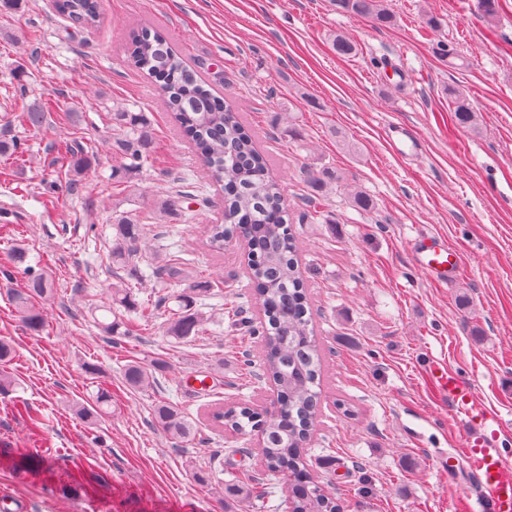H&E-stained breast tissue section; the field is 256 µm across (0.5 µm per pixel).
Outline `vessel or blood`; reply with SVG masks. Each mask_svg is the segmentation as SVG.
Masks as SVG:
<instances>
[{
  "instance_id": "1",
  "label": "vessel or blood",
  "mask_w": 512,
  "mask_h": 512,
  "mask_svg": "<svg viewBox=\"0 0 512 512\" xmlns=\"http://www.w3.org/2000/svg\"><path fill=\"white\" fill-rule=\"evenodd\" d=\"M390 141L404 155L419 150L418 138L401 126L392 128ZM410 249L414 266L430 281L445 285L457 278L462 257L445 236L420 235L411 241ZM428 374L438 394L448 401L464 446L460 457L449 459V466L465 465L472 474L482 512H512V461L500 446L502 417L482 406L471 379L457 369L435 362Z\"/></svg>"
}]
</instances>
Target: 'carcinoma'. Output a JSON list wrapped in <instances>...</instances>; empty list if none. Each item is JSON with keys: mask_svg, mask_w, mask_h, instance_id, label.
Masks as SVG:
<instances>
[{"mask_svg": "<svg viewBox=\"0 0 512 512\" xmlns=\"http://www.w3.org/2000/svg\"><path fill=\"white\" fill-rule=\"evenodd\" d=\"M347 11L368 18L376 24L389 23L390 17L380 0H339ZM503 8L502 0H478L482 17L492 22ZM100 0H58L57 13L84 29L98 26ZM132 61L146 73L163 97L167 112L179 125L184 136L197 149L201 165L210 181L224 190L222 222L206 229L209 246L221 249L235 237L247 242L249 257V299L263 313V320H244L249 335L262 344V371L277 389L271 408L258 410L250 406H229L212 412V419L224 429L237 434L247 430L261 433L263 472L243 469L235 482L225 488L224 500L249 507L268 495L271 478L281 475L288 480L291 512H347L341 500L311 485L306 470L307 445L315 431L318 392L322 374L319 350L309 328L306 289L301 278L292 215L285 205L279 183L270 175L265 156L246 128L237 120L231 106L214 95L211 85L200 71L189 65L158 30L142 28L132 36ZM457 123L471 127L476 120L469 99L456 90L448 91ZM49 107L39 100L27 107V124L40 130L47 124ZM112 124L120 134L113 149L130 160L124 173L141 168L151 149L153 133L150 120L143 112H114ZM312 194L305 199L304 217L315 220L322 205L320 196L334 180L326 169L303 168ZM112 264L127 278L111 287L112 304L106 310L113 315L109 322L97 326L114 345L130 335L118 314L122 308L145 318L150 303H140L135 285L147 278L165 288L179 278L176 262L139 266L144 224L137 214L120 216L113 224ZM27 253H14L16 267H24L28 288L13 294L12 301L25 330L37 334L43 330L44 318L36 299L52 294L51 278L26 265ZM189 293L179 296V309L169 325L170 336L183 340L202 331L203 317L196 311L193 294L208 291V282L196 281ZM165 368L156 360L146 367L131 362L124 369V380L133 389L155 382V372ZM112 392L99 387L92 403L80 406L79 415L92 420L111 413ZM155 424L163 433L180 442L193 441L197 427L170 403H160L154 411Z\"/></svg>", "mask_w": 512, "mask_h": 512, "instance_id": "obj_1", "label": "carcinoma"}]
</instances>
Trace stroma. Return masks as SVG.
I'll list each match as a JSON object with an SVG mask.
<instances>
[{"mask_svg":"<svg viewBox=\"0 0 512 512\" xmlns=\"http://www.w3.org/2000/svg\"><path fill=\"white\" fill-rule=\"evenodd\" d=\"M382 3L393 15L386 25L336 0H102V22L89 31L57 16L51 0L0 15V138L22 151L0 156V340L13 347L5 369L15 380L0 394V512H95L101 503L109 512H224L225 485L260 467L258 434L207 417L275 397L259 371V340L232 314L248 302L243 247L206 244L219 192L130 61L129 35L145 26L233 106L294 212L309 193L302 165L346 183L326 191L317 223L293 226L323 352L307 456L316 484L350 512H466L458 491L468 474L441 466L460 450L457 429L426 365L465 370L484 406L512 427V4L489 25L477 0ZM338 36L358 53L336 55ZM442 42L457 47L456 59L440 55ZM452 88L474 105V126L455 123ZM37 99L52 104L39 133L24 122ZM119 108L146 113L153 127L151 152L129 179L114 175L124 164L112 152ZM395 125L418 134L416 154L392 149ZM70 144L90 160L83 176ZM129 211L145 218L143 264L174 247L189 276L210 281L197 297L198 336L167 334L187 279L140 285L138 300L167 302L121 347L96 327L109 317L112 221ZM425 232L461 252L453 284L414 268L409 242ZM19 246L54 282L36 335L11 301L27 286L13 263ZM156 360L166 368L153 388L126 386L128 362ZM102 385L112 412L91 423L75 407ZM162 402L196 422L193 443L156 428Z\"/></svg>","mask_w":512,"mask_h":512,"instance_id":"35a3bbf8","label":"stroma"}]
</instances>
